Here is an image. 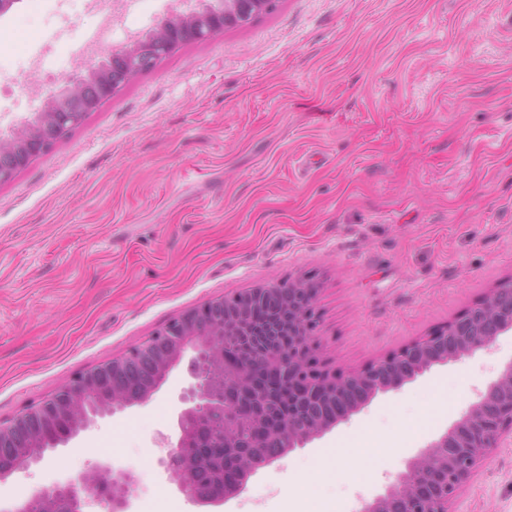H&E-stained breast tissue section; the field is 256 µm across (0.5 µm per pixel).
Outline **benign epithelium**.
<instances>
[{
	"label": "benign epithelium",
	"mask_w": 512,
	"mask_h": 512,
	"mask_svg": "<svg viewBox=\"0 0 512 512\" xmlns=\"http://www.w3.org/2000/svg\"><path fill=\"white\" fill-rule=\"evenodd\" d=\"M250 0H190L160 35L130 39L78 80H62L41 111L12 137L0 138V182L46 151L128 79L152 69L178 45L202 40L240 21ZM319 289L280 282L207 301L156 331L126 354L64 381L46 400L0 423V483L42 462L90 428L98 415L147 403L171 371L188 360L179 395L176 441L162 465L188 501L222 505L243 493L259 470L304 448L434 366L489 352L512 334V278L487 297L373 360L345 372L318 361ZM444 433L406 461L385 492L361 512H449L493 448L512 441V360ZM215 449L196 447L212 422ZM136 476L96 462L76 480L54 483L0 512H130Z\"/></svg>",
	"instance_id": "1"
}]
</instances>
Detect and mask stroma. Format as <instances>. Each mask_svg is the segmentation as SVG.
<instances>
[{
  "label": "stroma",
  "mask_w": 512,
  "mask_h": 512,
  "mask_svg": "<svg viewBox=\"0 0 512 512\" xmlns=\"http://www.w3.org/2000/svg\"><path fill=\"white\" fill-rule=\"evenodd\" d=\"M172 6L124 0L105 29L65 0H17L0 16V136L85 74L84 37L101 34L105 61ZM47 42L40 84L18 79ZM307 278L317 355L344 371L512 278V0H279L134 75L0 183V421L207 301ZM511 360L508 334L434 366L221 506L188 502L160 464L181 365L0 484V502L108 461L137 478L131 512H360ZM451 512H512V442Z\"/></svg>",
  "instance_id": "35a3bbf8"
}]
</instances>
